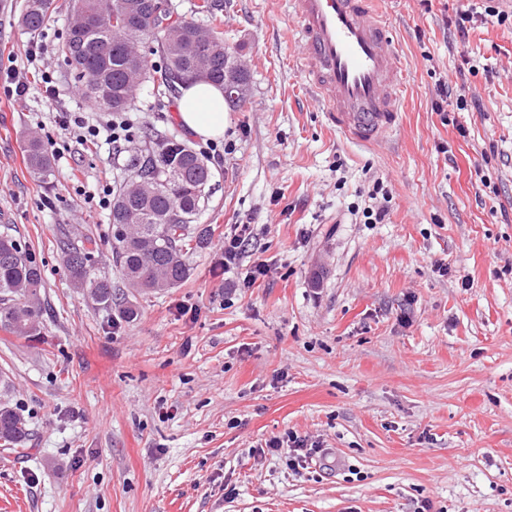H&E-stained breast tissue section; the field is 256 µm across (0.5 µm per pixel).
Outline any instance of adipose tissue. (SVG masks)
Here are the masks:
<instances>
[{"instance_id":"adipose-tissue-1","label":"adipose tissue","mask_w":512,"mask_h":512,"mask_svg":"<svg viewBox=\"0 0 512 512\" xmlns=\"http://www.w3.org/2000/svg\"><path fill=\"white\" fill-rule=\"evenodd\" d=\"M179 119L193 135L202 139L223 136L226 128L224 91L204 82L183 89L179 101Z\"/></svg>"}]
</instances>
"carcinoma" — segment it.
Returning <instances> with one entry per match:
<instances>
[{"label":"carcinoma","instance_id":"1","mask_svg":"<svg viewBox=\"0 0 512 512\" xmlns=\"http://www.w3.org/2000/svg\"><path fill=\"white\" fill-rule=\"evenodd\" d=\"M135 0H75L61 52L69 76L99 105L123 112L133 99V75L159 77L158 93L173 95L187 78L219 85L237 76L234 53L224 51L223 33L214 24L218 4L199 6L212 24L204 27L184 19L173 33L157 28L146 12L128 13ZM50 0H26L21 15L23 29L34 34L49 21ZM154 45L163 58L160 70H149L141 48ZM144 145L128 158L135 179L121 186L111 210L112 262L126 287L137 292L175 288L190 277L188 254L200 247L209 229L197 223L207 206L213 177L209 160L177 140L143 132ZM27 168L49 184L54 168L49 152L36 136L25 142ZM181 187H169L170 178ZM74 287L94 305L110 310L121 306L131 320L137 308L128 298H118L112 279L92 271L95 238L77 242L64 235L60 241ZM44 282L40 266L29 250L8 233L0 234V328L21 338L40 335ZM27 437L22 415L0 408V441L6 449L24 444Z\"/></svg>","mask_w":512,"mask_h":512}]
</instances>
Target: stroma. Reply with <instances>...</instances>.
<instances>
[{
    "label": "stroma",
    "instance_id": "obj_1",
    "mask_svg": "<svg viewBox=\"0 0 512 512\" xmlns=\"http://www.w3.org/2000/svg\"><path fill=\"white\" fill-rule=\"evenodd\" d=\"M220 2L250 90L214 141L146 86L130 141L63 129L90 103L59 51L73 0H51L43 30L59 98L0 91V216L48 303L35 340L0 329V400L29 429L0 450V512H512V24L484 13L512 0H384L408 92L372 146L309 103L288 0ZM24 5L0 8L2 73L26 63ZM465 10L483 18L463 44ZM440 82L479 109H437ZM148 128L216 149L209 236L184 283L134 294L128 322L74 288L57 240L94 237V271L121 286L98 197L130 178ZM28 134L59 152L53 184L29 173ZM379 188L389 215L371 224ZM247 221L271 267L249 288L224 271V237ZM289 433L324 448L318 466L261 455Z\"/></svg>",
    "mask_w": 512,
    "mask_h": 512
}]
</instances>
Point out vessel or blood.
I'll return each instance as SVG.
<instances>
[{
    "label": "vessel or blood",
    "mask_w": 512,
    "mask_h": 512,
    "mask_svg": "<svg viewBox=\"0 0 512 512\" xmlns=\"http://www.w3.org/2000/svg\"><path fill=\"white\" fill-rule=\"evenodd\" d=\"M379 0H289L305 90L352 142L383 140L400 122L404 67Z\"/></svg>",
    "instance_id": "b4317fda"
}]
</instances>
